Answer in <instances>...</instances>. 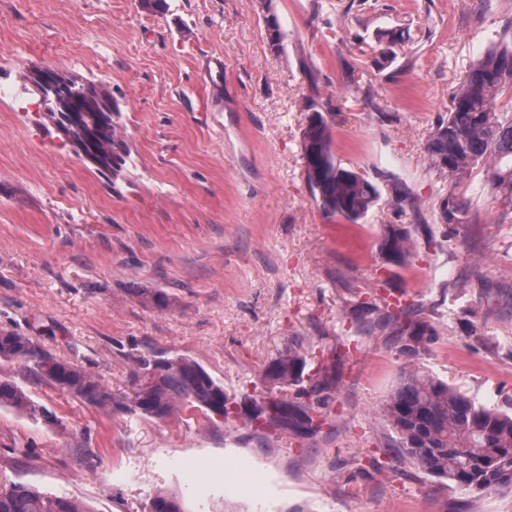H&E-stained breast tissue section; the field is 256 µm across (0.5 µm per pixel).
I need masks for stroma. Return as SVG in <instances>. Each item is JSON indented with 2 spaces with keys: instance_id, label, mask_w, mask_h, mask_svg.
I'll list each match as a JSON object with an SVG mask.
<instances>
[{
  "instance_id": "stroma-1",
  "label": "stroma",
  "mask_w": 512,
  "mask_h": 512,
  "mask_svg": "<svg viewBox=\"0 0 512 512\" xmlns=\"http://www.w3.org/2000/svg\"><path fill=\"white\" fill-rule=\"evenodd\" d=\"M0 0V329L126 389L148 351L188 356L230 396H294L262 380L303 345L336 379L318 434L264 438L245 419L184 409L158 420L94 407L0 361L36 416L0 407V485L89 512H143L156 492L188 512H512L386 450L378 411L409 359L379 306L395 293L432 327L418 362L477 402L512 408V214L482 169L449 182L426 150L470 61L512 43V0ZM405 29L378 68L375 36ZM223 69H216L215 60ZM103 87L128 153L107 179L47 119L29 70ZM336 157L380 191L360 223L327 217L301 159L309 101ZM414 213L393 203L395 183ZM470 223L443 224L447 196ZM421 247L388 264L387 225ZM168 294L161 310L137 291Z\"/></svg>"
}]
</instances>
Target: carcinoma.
<instances>
[{
	"label": "carcinoma",
	"mask_w": 512,
	"mask_h": 512,
	"mask_svg": "<svg viewBox=\"0 0 512 512\" xmlns=\"http://www.w3.org/2000/svg\"><path fill=\"white\" fill-rule=\"evenodd\" d=\"M265 27L271 45H280L284 34L271 12L265 17ZM86 88L95 99L72 113V132L77 138H88L89 151L101 158L96 167L110 172L118 166L114 150H124L126 145L115 139L112 116L100 110L110 104L109 94L77 78L71 79L63 94L78 102ZM507 89H512V47H492L466 70L453 90L448 119L437 124L427 150L432 168L450 179H460L480 165L485 167L486 185L512 205V113L497 108ZM302 160L313 196L327 216L357 224L376 205L380 196L377 186L364 174L337 162L330 121L314 103L309 106L302 135ZM441 215L445 224L468 222L467 205L452 197L444 203ZM379 252L389 264L407 265L415 255L412 228L389 225ZM386 322L395 327L403 353L418 358L430 331L428 321L408 313L389 314ZM0 360L17 362L37 380L60 389L66 386L73 396L96 407L113 406L132 415L162 420L182 405L218 414L226 423H233L229 407L235 399L224 391L221 381L184 355L150 352L139 356L128 388L117 394L94 375L18 332L0 331ZM307 366L306 353L292 345L265 367L264 381L279 387H300L301 400H263V406L247 414L255 430L263 434L288 428L298 431L310 417H319L324 405L322 394L333 387L334 379L326 371L307 378ZM0 407L31 416L37 413L26 391L11 380H0ZM380 413L396 435L395 448L427 476L473 496L512 490V411L489 408L433 372L408 367ZM0 512L88 510L78 500L15 483L0 488ZM149 512L187 510L178 496L161 491L150 500Z\"/></svg>",
	"instance_id": "cac0c4a2"
}]
</instances>
